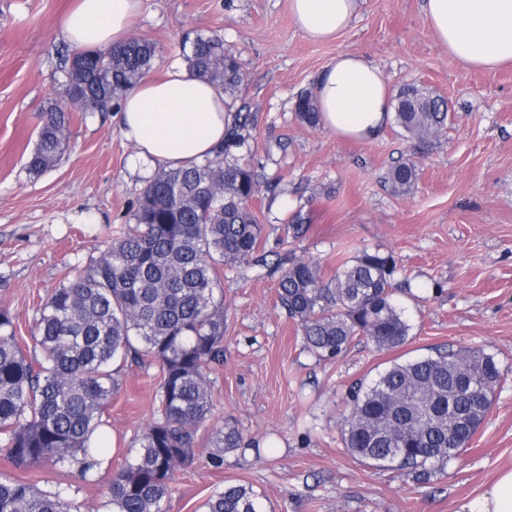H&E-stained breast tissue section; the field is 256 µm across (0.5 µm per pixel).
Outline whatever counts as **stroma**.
I'll use <instances>...</instances> for the list:
<instances>
[{
	"mask_svg": "<svg viewBox=\"0 0 512 512\" xmlns=\"http://www.w3.org/2000/svg\"><path fill=\"white\" fill-rule=\"evenodd\" d=\"M74 3L0 0V308L29 349L48 295L101 255L150 179L133 167L111 112L74 113L60 164L39 177L25 168L42 108L62 92L55 47ZM134 32L156 43V75L182 63V46L200 35L218 33L235 51L244 80L232 104L252 119L242 158L262 185L252 207L265 250L317 261L329 276L338 257L376 250L411 287L398 295L408 344L382 352L360 338L321 360L281 307L277 276L225 266L213 413L198 430L194 464L174 475L166 512H203L214 492L238 483L253 487L264 512H456L512 469V68H464L435 40L422 0H364L355 23L327 42L297 31L289 0H142ZM343 52L379 66L392 90L416 84L446 98L451 119L440 140L419 147L394 123L371 142L303 124L297 95ZM407 160L418 180L402 194L387 173ZM298 206L306 231L282 243ZM441 346L484 349L503 368L469 447L426 482L361 462L341 437L352 385ZM121 379L104 414L112 450L89 481L66 463L20 467L1 455L0 476L65 489L78 512H108L112 474L134 456L159 404L157 368ZM227 420L251 447L225 453L216 469L206 444Z\"/></svg>",
	"mask_w": 512,
	"mask_h": 512,
	"instance_id": "obj_1",
	"label": "stroma"
}]
</instances>
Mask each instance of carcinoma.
<instances>
[{"mask_svg":"<svg viewBox=\"0 0 512 512\" xmlns=\"http://www.w3.org/2000/svg\"><path fill=\"white\" fill-rule=\"evenodd\" d=\"M63 94L48 103L29 173L56 167L68 150L74 100L110 112L151 70L157 46L134 39L104 49L56 48ZM189 68L232 98L243 82L234 53L217 34L197 37L184 52ZM301 122L315 126L318 112L307 94L295 101ZM396 119L423 146L439 140L448 102L417 85L398 96ZM247 117L227 129L213 156L161 171L131 206V222L107 241L41 308L33 354L15 336L13 318L0 308V452L19 465L69 462L83 480L110 449L101 435L103 413L120 389L114 361L126 369L157 364V415L135 456L116 470L108 487L112 512H165L174 473L193 465L197 431L210 416V375L224 366V289L219 271L249 260L280 273L278 299L297 322L306 347L333 360L363 338L377 350L410 340L411 326L394 298L392 256L363 251L342 259L333 276L303 257L288 266L258 255L262 224L249 202L260 191L257 175L234 151L248 150ZM418 178L408 160L387 181L408 192ZM495 356L482 349L441 348L431 356L395 362L368 385L351 388L341 429L348 451L366 464L429 475L444 469L470 444L492 405L500 381ZM213 467L224 453L243 448L230 423L213 432ZM205 512H262L246 484L228 485L204 504ZM0 512H73L64 491L0 477Z\"/></svg>","mask_w":512,"mask_h":512,"instance_id":"cac0c4a2","label":"carcinoma"}]
</instances>
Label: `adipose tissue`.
Wrapping results in <instances>:
<instances>
[{"instance_id":"obj_1","label":"adipose tissue","mask_w":512,"mask_h":512,"mask_svg":"<svg viewBox=\"0 0 512 512\" xmlns=\"http://www.w3.org/2000/svg\"><path fill=\"white\" fill-rule=\"evenodd\" d=\"M363 0H289L297 30L312 41L340 37ZM142 0H76L63 33L71 49L103 48L127 39ZM436 39L467 68L512 67V0H423ZM320 123L336 136L378 137L392 118V99L381 69L363 56L340 53L312 87ZM134 163L178 169L212 156L232 126L235 110L221 86L180 65L159 80L127 91L117 110ZM458 512H512V470L503 472Z\"/></svg>"}]
</instances>
